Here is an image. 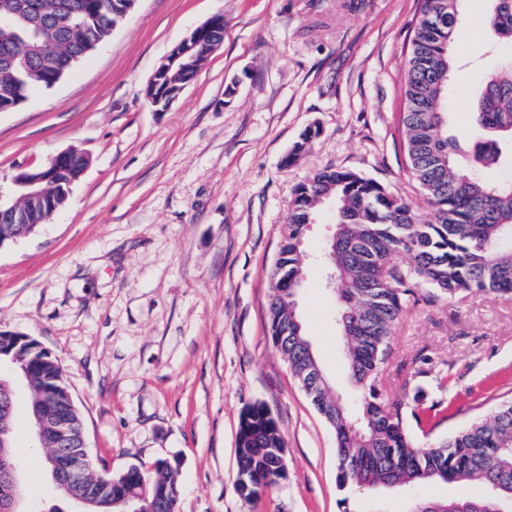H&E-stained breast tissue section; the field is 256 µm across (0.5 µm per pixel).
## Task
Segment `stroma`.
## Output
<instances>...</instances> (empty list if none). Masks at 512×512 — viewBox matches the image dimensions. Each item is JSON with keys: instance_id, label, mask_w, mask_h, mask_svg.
I'll use <instances>...</instances> for the list:
<instances>
[{"instance_id": "1", "label": "stroma", "mask_w": 512, "mask_h": 512, "mask_svg": "<svg viewBox=\"0 0 512 512\" xmlns=\"http://www.w3.org/2000/svg\"><path fill=\"white\" fill-rule=\"evenodd\" d=\"M419 0H138L123 25L60 83L0 112V188L68 149L89 160L67 203L0 246V330L59 360L88 451L112 472L178 457L179 512H407L416 500L477 496V485L420 482L364 497L340 491L333 428L273 346L270 272L294 189L341 168L429 209L407 168L402 85ZM462 0L461 67L448 135L481 133L473 100L512 44ZM224 40L163 112L145 99L170 50L213 15ZM310 128L319 134L293 148ZM335 210L320 207L303 243L298 310L331 386L357 389L340 349L325 252ZM384 380L413 377L451 405L431 440L512 397V300L461 301L419 287L406 297ZM19 383L15 444L26 449L20 512L57 501L36 452ZM263 403L282 433L287 476L260 498L236 488L243 409Z\"/></svg>"}]
</instances>
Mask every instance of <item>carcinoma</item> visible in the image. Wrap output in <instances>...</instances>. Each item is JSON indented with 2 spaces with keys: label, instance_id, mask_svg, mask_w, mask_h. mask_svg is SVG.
<instances>
[{
  "label": "carcinoma",
  "instance_id": "cac0c4a2",
  "mask_svg": "<svg viewBox=\"0 0 512 512\" xmlns=\"http://www.w3.org/2000/svg\"><path fill=\"white\" fill-rule=\"evenodd\" d=\"M461 0H421L404 76L403 124L407 132L408 169L431 220L419 221L413 205L385 191L379 183L351 171L324 169L294 190L282 258L272 272L269 323L274 347L318 413L336 434L339 488L365 495L379 487L434 480L476 483L480 496L415 503L410 512H512V399L462 430L427 445L404 426L407 392L387 397L383 373L392 356L391 340L401 320L405 296L419 285L437 297L455 300L470 293H492L512 300V182L491 183L474 173L490 169L512 144V66L491 73L475 105L482 140L459 161L460 144L446 134V97L456 70L454 34ZM487 23L512 42V0H488ZM129 0H0V16L11 23L0 29V110L49 88L93 52L121 23ZM77 163L61 168L48 197L64 205L66 183ZM336 207L337 242L330 245L336 273V323L346 333L342 353L360 394L349 405L333 391L305 333L298 332L283 275L293 282L301 273V242L317 208ZM49 209L31 198L20 224H44ZM404 253L407 261L393 256ZM0 361L27 366L33 398L53 394L60 412H73L57 359L49 352L16 346L0 333ZM416 391L411 414L422 426L440 413ZM280 429L269 410L253 404L243 411L237 435V488L255 498L284 477L279 458ZM141 498L148 508L156 485L168 490L169 512H178L179 470L147 473L133 466ZM88 479L104 490V512H125L123 473L102 472L90 458Z\"/></svg>",
  "mask_w": 512,
  "mask_h": 512
}]
</instances>
